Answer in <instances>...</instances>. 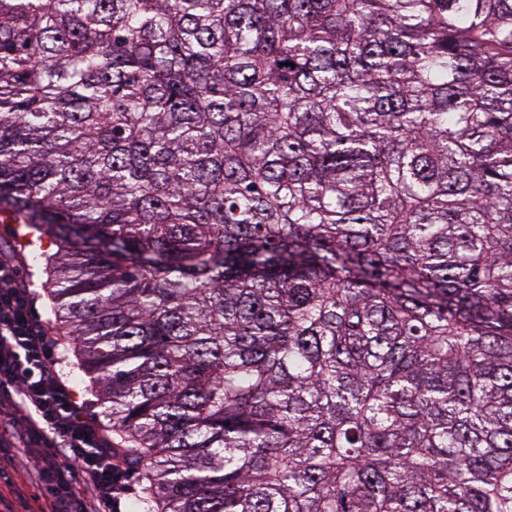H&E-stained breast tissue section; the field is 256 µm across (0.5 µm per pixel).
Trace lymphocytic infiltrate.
I'll return each mask as SVG.
<instances>
[{
  "label": "lymphocytic infiltrate",
  "mask_w": 512,
  "mask_h": 512,
  "mask_svg": "<svg viewBox=\"0 0 512 512\" xmlns=\"http://www.w3.org/2000/svg\"><path fill=\"white\" fill-rule=\"evenodd\" d=\"M32 291L7 255H0V401L18 416L22 447L37 445L39 481L52 512H118L125 470L112 444L62 380Z\"/></svg>",
  "instance_id": "f902f5d3"
}]
</instances>
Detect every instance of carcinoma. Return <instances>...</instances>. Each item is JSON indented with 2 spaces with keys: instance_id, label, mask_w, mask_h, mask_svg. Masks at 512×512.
Segmentation results:
<instances>
[{
  "instance_id": "carcinoma-1",
  "label": "carcinoma",
  "mask_w": 512,
  "mask_h": 512,
  "mask_svg": "<svg viewBox=\"0 0 512 512\" xmlns=\"http://www.w3.org/2000/svg\"><path fill=\"white\" fill-rule=\"evenodd\" d=\"M18 213L151 512H512V0H0Z\"/></svg>"
}]
</instances>
